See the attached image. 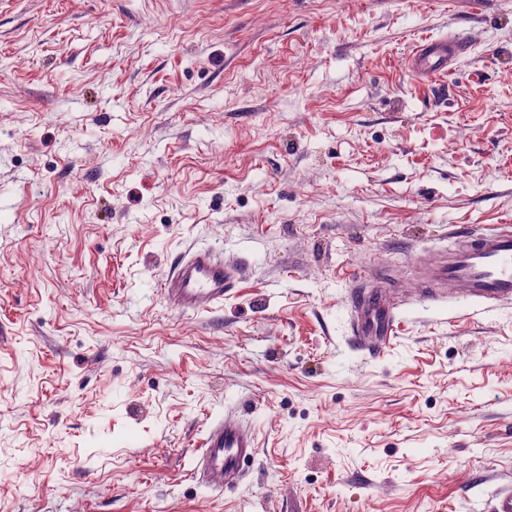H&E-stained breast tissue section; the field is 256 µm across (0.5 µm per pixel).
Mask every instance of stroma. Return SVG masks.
Returning <instances> with one entry per match:
<instances>
[{"label":"stroma","mask_w":512,"mask_h":512,"mask_svg":"<svg viewBox=\"0 0 512 512\" xmlns=\"http://www.w3.org/2000/svg\"><path fill=\"white\" fill-rule=\"evenodd\" d=\"M459 34L447 91L410 54ZM512 224V0H0V512H473L512 480V306L398 295ZM243 278L168 308L174 258ZM258 454L217 493L207 424ZM237 267L210 249L190 250L160 281L164 302L183 314H201L224 304V294L239 280ZM357 295L354 309L356 341L368 352L382 350L397 334V306L389 296L387 279L374 282Z\"/></svg>","instance_id":"stroma-1"}]
</instances>
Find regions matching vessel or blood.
<instances>
[{"instance_id": "b4317fda", "label": "vessel or blood", "mask_w": 512, "mask_h": 512, "mask_svg": "<svg viewBox=\"0 0 512 512\" xmlns=\"http://www.w3.org/2000/svg\"><path fill=\"white\" fill-rule=\"evenodd\" d=\"M456 36L427 38L413 50L412 67L421 76L434 79L450 71L462 51ZM416 293L422 305L469 306L493 310L512 304V226L498 225L482 232L452 251L443 252L420 271ZM239 280L234 265L209 249L182 255L161 280L164 302L183 314H201L223 305L224 295ZM387 280L372 284L358 294L354 309L355 338L364 350H382L397 334V306ZM254 432L232 419L210 422L195 457L194 473L211 490L234 485L249 460L257 453Z\"/></svg>"}]
</instances>
